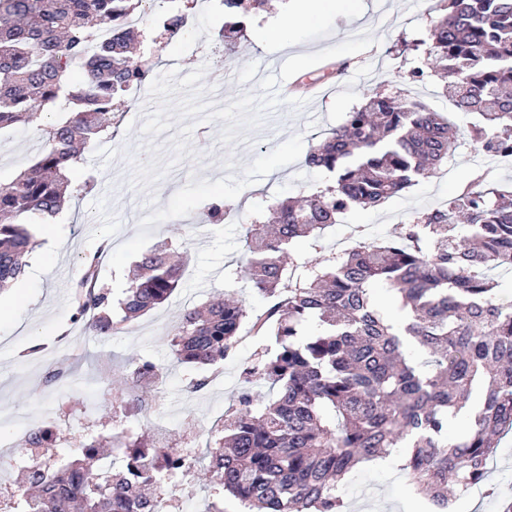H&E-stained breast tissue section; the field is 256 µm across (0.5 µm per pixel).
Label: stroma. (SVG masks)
I'll return each instance as SVG.
<instances>
[{"label":"stroma","mask_w":512,"mask_h":512,"mask_svg":"<svg viewBox=\"0 0 512 512\" xmlns=\"http://www.w3.org/2000/svg\"><path fill=\"white\" fill-rule=\"evenodd\" d=\"M366 3L363 14H334L303 26L289 43L259 45L257 35L277 12L269 0L264 11L247 17L245 37L228 57L217 38L224 22L221 0H193L186 31L163 49L141 92L127 94L111 135L84 149L70 173L80 191L52 219L50 235L37 240L19 287L0 292V434L42 426L52 406L55 451L63 460L89 432L149 436L158 429L162 440L204 453L211 432L237 402L243 368L274 341L242 324L235 355L197 369L174 360L170 330L185 307L224 293L242 300L252 315L268 307V299L235 274L252 215L331 183L332 174L307 167L306 156L346 112L374 94L418 99L463 130L475 120L455 111L437 74L411 82L408 72L417 62L395 49L402 39L428 38L442 14L441 0ZM42 148L35 127L1 131L0 185L32 164ZM482 165L497 182L512 185V162L489 158L479 164L465 153L402 195L348 212L321 237L294 243L288 260L322 263L349 244L355 226L374 240L392 238L407 216L443 206ZM217 198L235 209V218L204 223L206 207ZM160 240L189 254L182 284L167 301L109 338L73 322L71 292L85 255L106 246L99 283L118 298L142 255ZM139 358L152 359L165 372L157 390L146 394L156 404L151 413L131 402L128 368ZM61 365L69 366L77 383L58 399L47 392L44 378ZM200 373L211 377V385L189 392L188 382ZM119 395L129 401L123 413L112 409ZM489 469L479 493L454 491L452 512H502L512 500L511 435L500 440ZM212 493L200 467L169 489L175 504L192 512H206ZM337 494L343 512H435L391 459L357 465Z\"/></svg>","instance_id":"1"}]
</instances>
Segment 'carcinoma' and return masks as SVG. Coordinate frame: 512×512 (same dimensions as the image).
Here are the masks:
<instances>
[{"label":"carcinoma","mask_w":512,"mask_h":512,"mask_svg":"<svg viewBox=\"0 0 512 512\" xmlns=\"http://www.w3.org/2000/svg\"><path fill=\"white\" fill-rule=\"evenodd\" d=\"M148 0H0V130L37 124L43 110L64 104L41 128L36 164L0 188V291L22 275L34 221L58 213L69 170L86 144L112 127V112L149 80L164 46L182 29L174 2L144 25ZM224 48L246 30L244 14L267 0H221ZM429 45L432 67L446 79V96L460 112L479 116L462 132L421 102L379 93L345 114L341 125L306 157L335 174L333 184L272 208L267 221L245 228L249 257L241 267L273 304L253 320L256 335L275 337L244 370L235 409L208 442L206 469L217 485L208 512H224V494L248 512H341L336 494L356 465L398 449L407 484L448 507L452 488L483 483L497 440L512 431V300L499 298L512 272V189L491 171L476 175L448 203L413 214L393 239L363 242L326 264L288 278L287 247L408 189L416 179L464 150L512 153V0H444ZM112 27L98 54L91 40ZM83 73L71 82L74 68ZM231 209L207 206L206 222L222 224ZM103 251L84 260L73 298V321L110 337L167 300L178 288L187 256L164 242L142 256L112 312V293L96 286ZM390 293L403 313L397 328L379 309L376 291ZM247 318L237 301L217 297L188 308L173 327L176 361L212 365L237 349ZM317 323L316 333L302 330ZM163 368L140 359L128 370L135 387L158 383ZM276 388L256 404L252 383ZM467 417L465 436L448 425ZM0 512H169L163 473H190L198 456L176 445L125 435L112 440V469L99 440L61 461L32 430Z\"/></svg>","instance_id":"carcinoma-1"}]
</instances>
